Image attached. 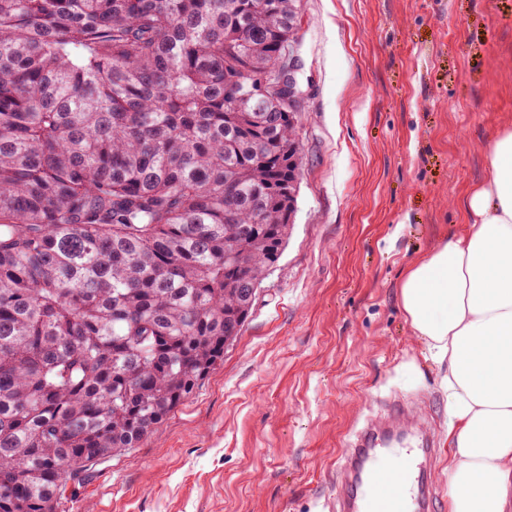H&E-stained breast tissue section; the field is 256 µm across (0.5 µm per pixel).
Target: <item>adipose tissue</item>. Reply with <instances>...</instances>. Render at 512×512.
I'll return each mask as SVG.
<instances>
[{"label":"adipose tissue","mask_w":512,"mask_h":512,"mask_svg":"<svg viewBox=\"0 0 512 512\" xmlns=\"http://www.w3.org/2000/svg\"><path fill=\"white\" fill-rule=\"evenodd\" d=\"M465 201L468 228L406 271L403 313L448 400L449 512H512V129Z\"/></svg>","instance_id":"obj_1"}]
</instances>
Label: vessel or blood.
I'll return each mask as SVG.
<instances>
[{"label": "vessel or blood", "mask_w": 512, "mask_h": 512, "mask_svg": "<svg viewBox=\"0 0 512 512\" xmlns=\"http://www.w3.org/2000/svg\"><path fill=\"white\" fill-rule=\"evenodd\" d=\"M344 467L352 473L340 487L349 512H426L429 488L416 476L413 449L378 444L374 432L368 430Z\"/></svg>", "instance_id": "vessel-or-blood-1"}]
</instances>
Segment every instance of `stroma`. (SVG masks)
<instances>
[{"mask_svg":"<svg viewBox=\"0 0 512 512\" xmlns=\"http://www.w3.org/2000/svg\"><path fill=\"white\" fill-rule=\"evenodd\" d=\"M303 148L288 242L238 339L139 447L98 464L65 512H336V471L384 404L435 437L448 411L399 299L405 270L467 222L512 126V0H302Z\"/></svg>","mask_w":512,"mask_h":512,"instance_id":"1","label":"stroma"}]
</instances>
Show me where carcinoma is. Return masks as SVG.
I'll return each mask as SVG.
<instances>
[{"mask_svg":"<svg viewBox=\"0 0 512 512\" xmlns=\"http://www.w3.org/2000/svg\"><path fill=\"white\" fill-rule=\"evenodd\" d=\"M301 0H0V512H59L224 357L288 240Z\"/></svg>","mask_w":512,"mask_h":512,"instance_id":"obj_1","label":"carcinoma"}]
</instances>
